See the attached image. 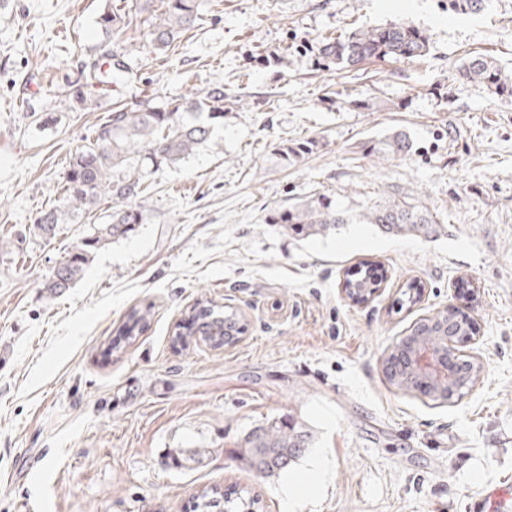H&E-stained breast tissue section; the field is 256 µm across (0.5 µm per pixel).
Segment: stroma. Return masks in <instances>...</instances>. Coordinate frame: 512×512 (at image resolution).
<instances>
[{"instance_id": "35a3bbf8", "label": "stroma", "mask_w": 512, "mask_h": 512, "mask_svg": "<svg viewBox=\"0 0 512 512\" xmlns=\"http://www.w3.org/2000/svg\"><path fill=\"white\" fill-rule=\"evenodd\" d=\"M117 0H0V512H192L203 489L249 491L286 512L282 487L309 480L304 512H472L512 485V101L460 79L471 53L512 74V0L482 12L448 0H205L178 51L148 46L143 16L119 40L96 24ZM405 22L429 38L415 61L325 65V37ZM127 57L124 79L76 99L84 65ZM220 81L224 124L176 166L150 168L143 222L97 250L63 295L54 267L103 224L111 198L33 224L60 198L70 154L111 110ZM407 132L409 155L369 141ZM319 142L293 164L279 150ZM438 224L429 239L348 224L295 239L273 209L314 194L359 213L394 191ZM372 263L363 305L342 287ZM414 305L397 301L410 282ZM237 310L235 346L171 344L198 300ZM477 324L478 382L452 404L389 385L388 350L448 306ZM151 307L148 329L120 336ZM295 420L315 444L264 478L240 460L254 428ZM206 449L202 462L173 454Z\"/></svg>"}]
</instances>
